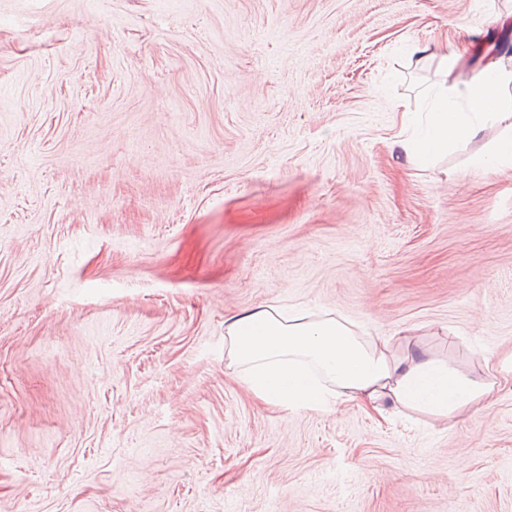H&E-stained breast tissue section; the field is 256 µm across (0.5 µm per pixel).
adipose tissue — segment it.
<instances>
[{
	"label": "adipose tissue",
	"instance_id": "1",
	"mask_svg": "<svg viewBox=\"0 0 512 512\" xmlns=\"http://www.w3.org/2000/svg\"><path fill=\"white\" fill-rule=\"evenodd\" d=\"M443 82L420 121L417 136L400 147L417 165L426 166L454 143L470 140L487 126L504 130L481 167L512 164V107L501 88L512 85V70L496 64L459 81L454 57L440 58ZM228 366L243 387L266 403L289 411L334 412L352 403L386 416L416 409L453 419L489 398L512 366L487 370L475 380L437 360L407 336L364 338L350 323L283 314L262 308L232 317L225 327Z\"/></svg>",
	"mask_w": 512,
	"mask_h": 512
}]
</instances>
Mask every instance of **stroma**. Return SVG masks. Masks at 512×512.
<instances>
[{"instance_id": "1", "label": "stroma", "mask_w": 512, "mask_h": 512, "mask_svg": "<svg viewBox=\"0 0 512 512\" xmlns=\"http://www.w3.org/2000/svg\"><path fill=\"white\" fill-rule=\"evenodd\" d=\"M509 37L512 0H0V512H512V382L290 412L224 352L277 306L512 353L499 127L396 145L441 54L465 81ZM475 164L481 167L512 164V123L505 126L502 134L492 144L486 155L475 158Z\"/></svg>"}]
</instances>
